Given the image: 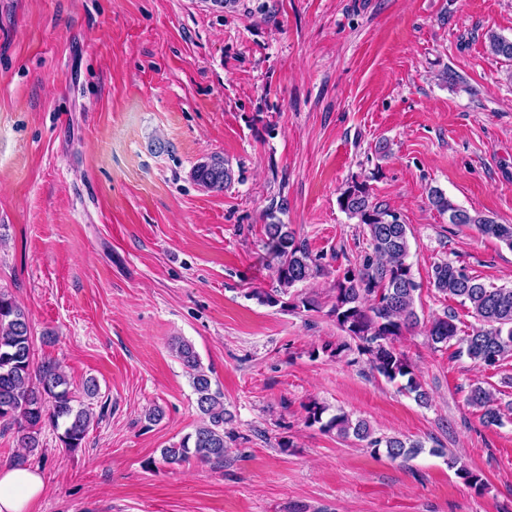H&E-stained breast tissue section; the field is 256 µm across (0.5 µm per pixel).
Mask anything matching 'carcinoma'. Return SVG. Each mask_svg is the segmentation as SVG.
Returning a JSON list of instances; mask_svg holds the SVG:
<instances>
[{
  "label": "carcinoma",
  "instance_id": "carcinoma-1",
  "mask_svg": "<svg viewBox=\"0 0 512 512\" xmlns=\"http://www.w3.org/2000/svg\"><path fill=\"white\" fill-rule=\"evenodd\" d=\"M486 49L493 55L512 59V39L494 32L487 33ZM201 186L221 191L232 180L224 157L214 154L198 163L191 172ZM429 201L441 215H448L450 224H473L478 230L500 240L512 249V224H499L478 212H470L450 199L441 189L429 190ZM339 208L363 226L371 253L362 262L345 269L336 280L328 315L338 328L368 356L372 368L388 382L405 381L403 389L415 394L426 404L428 393L417 378L408 358L395 347L404 333L419 326L416 299L418 285L409 262L410 241L407 225L400 215L372 200L364 181L352 180L337 199ZM265 247L276 260L278 287L270 292H256L257 300L267 306L284 304L288 290L299 283L316 278L321 271L319 259L313 257L305 244L297 241L286 224L266 225ZM434 284L438 291L456 300L476 321L471 332L460 336L455 316L436 318L427 331L433 348L457 346L455 354L465 355L485 367L496 366L512 354V286L487 285L452 262L435 266ZM172 350L189 370L190 385L196 396L200 424L179 444L161 449V460L179 465L191 458L200 462L224 459L229 444L238 439L227 428L232 413L224 407L223 395L212 388L211 370L204 368L198 353L188 341L176 338ZM468 403L480 411L487 425H500L506 417L491 390L476 385L471 388ZM326 406L313 402L306 407V423L320 425V430L347 437L370 439L373 451L384 452L396 460H410L423 445L410 443L399 436L371 437L367 421L354 420L339 412L323 420ZM93 412L76 399L70 382L54 362L36 365L33 362L32 336L25 312L6 294L0 292V422L18 425L21 443L36 445L34 429L43 425L58 432L65 447H81L89 429ZM448 467L476 489L484 487L481 476L454 457Z\"/></svg>",
  "mask_w": 512,
  "mask_h": 512
}]
</instances>
